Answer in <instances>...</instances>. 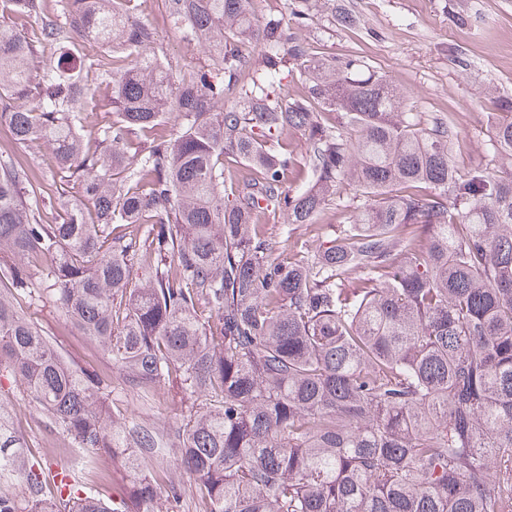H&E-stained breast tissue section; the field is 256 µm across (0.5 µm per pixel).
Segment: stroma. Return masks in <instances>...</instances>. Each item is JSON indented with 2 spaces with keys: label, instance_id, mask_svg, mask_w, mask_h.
Listing matches in <instances>:
<instances>
[{
  "label": "stroma",
  "instance_id": "1",
  "mask_svg": "<svg viewBox=\"0 0 512 512\" xmlns=\"http://www.w3.org/2000/svg\"><path fill=\"white\" fill-rule=\"evenodd\" d=\"M344 16L330 10L311 14L299 32L323 55L356 57L369 63L404 94L407 112L448 115L460 149L453 155L459 170L475 165L491 169L503 159L491 147L501 101L512 98V0H335ZM137 19L157 30L165 54L190 68L206 59L205 51L178 30L163 0H143ZM366 199L352 185H343L330 209L311 224H291L279 215L266 222L268 237L285 238L316 250L352 222ZM31 318L48 331L58 352L89 370L111 376L112 402L126 422L158 430L166 444H175L186 402L160 389L142 399L122 391L120 371L99 346L81 336L60 314L51 296L32 301ZM16 428L26 437L32 457L56 470L79 471V458L50 452L49 441L61 433L49 427L40 412L28 407L18 384L8 386Z\"/></svg>",
  "mask_w": 512,
  "mask_h": 512
}]
</instances>
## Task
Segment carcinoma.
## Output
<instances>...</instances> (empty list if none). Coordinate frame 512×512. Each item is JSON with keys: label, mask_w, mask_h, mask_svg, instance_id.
Returning a JSON list of instances; mask_svg holds the SVG:
<instances>
[{"label": "carcinoma", "mask_w": 512, "mask_h": 512, "mask_svg": "<svg viewBox=\"0 0 512 512\" xmlns=\"http://www.w3.org/2000/svg\"><path fill=\"white\" fill-rule=\"evenodd\" d=\"M58 2L51 14L0 0V126L56 162L48 176L0 160V251L52 259L53 301L124 390L163 386L189 405L167 450L122 425L112 383L29 318L43 289L1 261L0 377L99 477L106 461L128 480L108 503L34 467L0 399V485L26 486L0 488V512H176L167 453L196 512H512V165L459 174L448 116L403 112L378 71L317 53L256 0H164L208 53L180 76L155 29L131 20L139 0ZM317 2L292 0L295 19ZM7 10L39 33L4 23ZM76 29L104 51L76 53ZM90 70L112 89L99 151L84 126ZM295 72L304 94L290 98ZM493 147L512 160V101ZM345 181L371 204L330 245L294 258L264 236L271 214L313 223ZM55 202L65 217L50 224ZM354 272L359 285L339 287Z\"/></svg>", "instance_id": "carcinoma-1"}]
</instances>
